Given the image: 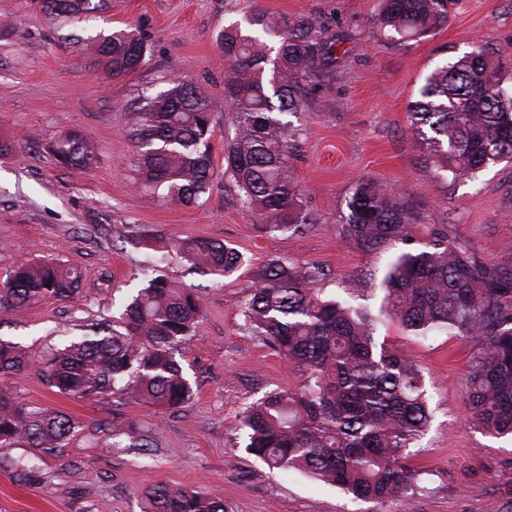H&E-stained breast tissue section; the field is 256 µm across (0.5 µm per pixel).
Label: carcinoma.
<instances>
[{"mask_svg":"<svg viewBox=\"0 0 512 512\" xmlns=\"http://www.w3.org/2000/svg\"><path fill=\"white\" fill-rule=\"evenodd\" d=\"M452 3L384 0L379 29L399 41L426 39L448 23ZM45 4L49 14L67 18L95 14L105 0ZM249 25V33L236 26L218 36L235 128L224 144V172L266 233L298 231L314 218L289 174L294 134L284 116L300 107V81L330 70L334 46L305 16L272 21L257 14ZM269 39L278 43L273 58L264 52ZM94 54L105 70L119 75L140 67L146 47L133 32L119 30L97 40ZM507 64L477 47L426 78L410 111L427 160L438 170L457 179L512 159V94L503 87ZM131 125L142 157L141 188L164 186L181 202L210 188L212 112L202 87L172 80L168 89L142 98ZM52 153L71 168L98 163L95 147L78 131L58 139ZM349 209L347 235L367 252L405 235L416 220L402 192L373 179L356 183ZM135 237L150 250L154 267L174 252L205 275L226 277L242 265L240 253L224 243ZM313 278L275 259L242 305L244 328L302 377L296 390L272 392L242 413L245 451L271 469L307 473L362 500L407 498L410 445L430 422L425 377L405 354L377 342V320L370 313L322 299L310 288ZM80 280L75 267L23 259L0 283V300L20 307L45 297L72 299ZM386 286L391 313L405 329L421 336L447 329L476 345L468 365L470 419L496 438L512 435V271L482 265L467 248L439 238L425 250L398 255ZM201 314L194 289L156 276L119 316L85 324L82 334L48 354L38 357L20 342L0 339V448L29 450L18 461L1 458L0 468H34L43 457L61 454L81 429L65 413L20 400L9 378L35 366L65 394L97 400L121 393L158 410L180 407L193 389L176 353ZM107 446L144 444L135 426L115 424ZM145 512L227 509L211 492L159 487L147 493Z\"/></svg>","mask_w":512,"mask_h":512,"instance_id":"1","label":"carcinoma"}]
</instances>
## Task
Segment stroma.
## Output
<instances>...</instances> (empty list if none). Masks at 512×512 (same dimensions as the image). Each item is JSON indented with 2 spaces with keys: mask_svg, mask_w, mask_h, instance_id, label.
<instances>
[{
  "mask_svg": "<svg viewBox=\"0 0 512 512\" xmlns=\"http://www.w3.org/2000/svg\"><path fill=\"white\" fill-rule=\"evenodd\" d=\"M382 0H109L95 17L49 16L42 0H0V280L21 259H57L77 267L81 294L0 308V338L50 351L82 324L111 317L148 283L139 226L173 239L230 244L241 269L201 275L172 258L170 280L197 289L203 316L182 353L193 385L184 407L155 411L124 396L84 400L50 387L37 370L13 380L21 400L72 416L81 425L41 470L0 471V512H142L156 486L206 489L228 512H512V437L496 438L467 421L465 388L473 344L447 330L412 334L391 318L378 340L405 351L426 379L429 430L411 449L410 500L374 503L295 471L269 470L248 454L242 412L266 394L296 389L301 375L243 328L241 305L273 259L312 271L323 298L379 314L383 281L400 254L435 237L467 247L475 260L512 270V161L462 179L428 162L410 127L408 106L436 67L484 46L512 54V0H456L433 37L398 43L380 35ZM316 18L334 41L336 64L303 82L289 121L297 148L289 161L302 205L313 218L302 231L275 236L240 203L224 174L232 135L227 77L216 41L255 14ZM131 30L146 47L137 71L114 76L89 51L97 36ZM204 85L214 132L212 186L192 202L141 189L130 114L173 78ZM93 141L99 163L61 166L53 143L70 131ZM400 189L418 220L403 239L364 251L345 228L356 181ZM136 424L145 450L106 447L113 422Z\"/></svg>",
  "mask_w": 512,
  "mask_h": 512,
  "instance_id": "35a3bbf8",
  "label": "stroma"
}]
</instances>
